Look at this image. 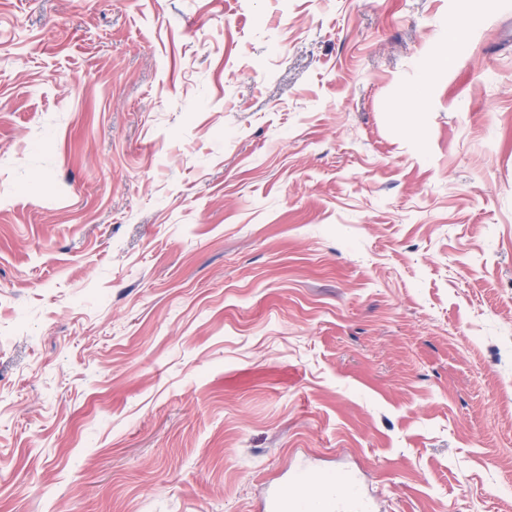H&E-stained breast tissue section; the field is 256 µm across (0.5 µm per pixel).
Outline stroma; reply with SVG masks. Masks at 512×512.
Returning <instances> with one entry per match:
<instances>
[{
	"mask_svg": "<svg viewBox=\"0 0 512 512\" xmlns=\"http://www.w3.org/2000/svg\"><path fill=\"white\" fill-rule=\"evenodd\" d=\"M303 464L512 512V0H0V512Z\"/></svg>",
	"mask_w": 512,
	"mask_h": 512,
	"instance_id": "obj_1",
	"label": "stroma"
}]
</instances>
